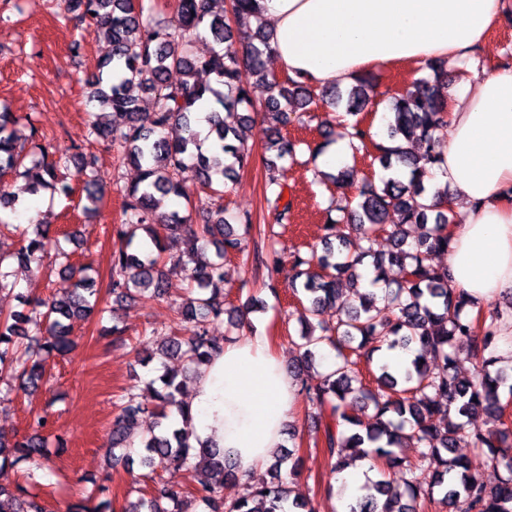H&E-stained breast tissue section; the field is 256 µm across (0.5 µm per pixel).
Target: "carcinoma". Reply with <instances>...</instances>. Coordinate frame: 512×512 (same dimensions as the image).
Wrapping results in <instances>:
<instances>
[{
    "label": "carcinoma",
    "mask_w": 512,
    "mask_h": 512,
    "mask_svg": "<svg viewBox=\"0 0 512 512\" xmlns=\"http://www.w3.org/2000/svg\"><path fill=\"white\" fill-rule=\"evenodd\" d=\"M215 0H178V28L157 20L152 8L134 0H62L60 18L86 29L110 45L107 55L97 61L98 74L86 83L84 93L99 111L89 113L97 138L116 147L120 163L140 170L139 180L124 190V206L116 235L120 241L112 251V271L107 284L113 305L136 299L148 287L151 296L163 295L165 266L168 263L187 272L192 288L179 308L181 321L189 324V336H177L154 327L141 340L142 362L154 358L178 359L182 369L165 367L147 382L152 403L138 400L128 390L115 403L105 458L114 467L127 462L135 447L143 449L141 464L152 470L178 467L192 474L201 499L211 512H311L309 501L293 494L289 478L298 474L299 449L288 448L276 458L267 477L253 476L247 492L226 502L224 483L239 479L235 462L214 444L189 443L191 416L189 402L181 398L183 373L200 375L214 354L224 348V339L209 334L214 322L232 316L225 306L224 260L243 253L242 237L225 218L221 203L224 185L235 182L237 171L248 164V153L239 126L251 122L240 110L261 112L267 122V142L274 158L266 159L264 200L276 219L288 220L291 203L284 201L286 184L279 174L278 161L296 158L297 143L281 131L292 122L305 125L311 113L314 89L288 75L281 80L267 69L266 58L273 35L258 17L256 0H231L232 19L255 18L251 32L235 34L224 14L214 11ZM211 37L217 46L208 56H198L193 44ZM246 67L266 87L265 101L256 106L239 81ZM446 63L428 60L420 67L424 75L391 96V112L383 125V143L373 142L371 127L358 115L373 104L375 85L360 75L342 90L323 88L321 94L345 114L356 117L347 124L353 152L372 144L385 176L380 184H364L352 198L340 193L330 201L336 220L325 225V239L339 241L336 250L327 248L294 257L291 277L293 291L307 297V314L296 343L299 361L292 373L298 379L307 403L327 414L322 444L331 473L350 464L361 453L377 463L379 473L399 469L408 478L395 487L382 478L365 486L367 493L349 512H418L425 503L438 501L449 512H512V430L504 421L502 388L512 396V384L499 372L497 341L502 312L482 310L472 317L465 309L473 305L466 293L448 288V270L431 264L432 257L448 251L449 213L428 203L441 198L448 202V185L427 183L430 169L442 163L438 151L448 132V102L443 80ZM183 73L177 84L168 82L170 71ZM201 72L213 76L214 83H202ZM154 94L151 112L139 108L133 89ZM209 99L216 104L208 116L209 130L200 136L195 130L196 103ZM172 126L180 135L169 141L164 131ZM38 133L31 118L23 120L0 112V207L12 208L18 195L11 184L23 182V190L36 194L45 189L67 195L71 187L57 176L60 161L50 158L49 148L25 163V144ZM94 158L81 155L79 175L84 177L90 208H98L102 194L90 190ZM187 175L210 189L215 198L205 223L192 225L190 213L159 211L160 196L184 195L182 179ZM11 177L12 183L2 182ZM323 182L342 190L354 184L358 171L343 167L335 174L317 173ZM413 224L417 236L406 235L403 225ZM187 236L186 247L175 259L166 254L163 238ZM381 231L392 239L391 250L378 254L374 241ZM24 245L16 253L18 262L29 264L43 257L48 248L69 258L63 244L74 240L78 231H61L51 238L50 226L28 218L23 228ZM215 255L208 256V248ZM372 259L375 281L388 278L387 267L403 271L395 288L385 289L384 305L375 294L361 293L358 304L339 303L341 278L355 282L357 266ZM74 278L70 296L38 300L27 314L0 311V382L17 381L34 387L46 376L50 358L67 355L73 348V323L92 315L97 295L95 279L85 267L64 265ZM340 304L336 324L314 323L326 305ZM463 343L474 373L461 376L456 370L458 343ZM335 351L334 369L313 373L316 351L321 344ZM390 349L418 346L413 368L396 378L385 366L373 385L363 383L356 369L360 352H375L382 345ZM432 355L433 362L426 361ZM369 412L363 421L356 412ZM182 426L171 423L173 414ZM154 418V427L143 432L140 421ZM472 438L475 459L448 456L457 435ZM420 448L417 460L402 457L399 448L408 442ZM40 467L47 456V437L25 435L14 441L0 435V465L14 464L15 456ZM205 460L197 470L194 460ZM490 464L505 472L497 484L489 486L480 478L479 467ZM434 471V480L421 479L424 468ZM184 488L156 483L150 494L122 507L121 512H185ZM0 512H47L44 501L26 486L0 485Z\"/></svg>",
    "instance_id": "cac0c4a2"
}]
</instances>
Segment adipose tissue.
Returning a JSON list of instances; mask_svg holds the SVG:
<instances>
[{
  "label": "adipose tissue",
  "instance_id": "ef3b65f1",
  "mask_svg": "<svg viewBox=\"0 0 512 512\" xmlns=\"http://www.w3.org/2000/svg\"><path fill=\"white\" fill-rule=\"evenodd\" d=\"M274 23L273 60L312 84H349L372 67L461 59L492 24L512 20V0H257ZM448 141L432 183L449 185L463 220L449 227V285L474 303L512 291V66L451 87ZM296 379L266 336L249 332L205 367L190 402L194 437L223 448L240 475L264 468L296 402ZM370 458L337 473V512H349Z\"/></svg>",
  "mask_w": 512,
  "mask_h": 512
}]
</instances>
